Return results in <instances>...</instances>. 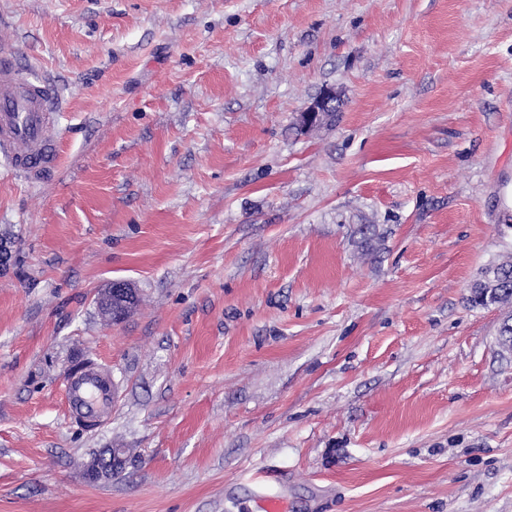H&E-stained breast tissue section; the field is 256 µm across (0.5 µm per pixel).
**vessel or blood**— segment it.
Listing matches in <instances>:
<instances>
[{
	"label": "vessel or blood",
	"mask_w": 512,
	"mask_h": 512,
	"mask_svg": "<svg viewBox=\"0 0 512 512\" xmlns=\"http://www.w3.org/2000/svg\"><path fill=\"white\" fill-rule=\"evenodd\" d=\"M59 110L50 84L22 76L11 55L0 52V156L14 170L40 176L57 166L58 152L48 130ZM63 399L72 421L101 423L114 400L109 371L94 363L75 368L65 379Z\"/></svg>",
	"instance_id": "vessel-or-blood-1"
}]
</instances>
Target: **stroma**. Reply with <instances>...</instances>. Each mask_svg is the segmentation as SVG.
I'll return each instance as SVG.
<instances>
[{"instance_id":"obj_1","label":"stroma","mask_w":512,"mask_h":512,"mask_svg":"<svg viewBox=\"0 0 512 512\" xmlns=\"http://www.w3.org/2000/svg\"><path fill=\"white\" fill-rule=\"evenodd\" d=\"M0 17L63 107L52 172L0 159V512H512V305L470 301L512 254V0ZM85 359L116 391L93 430L61 393ZM336 101V94L332 91H325L320 96L315 98L311 103L303 108L298 115L299 126L304 129H310L321 123L322 117L325 112H329L334 108V102ZM336 109L327 113L325 120L331 118ZM136 301V291L130 283L123 279H115L97 298V305L109 322L114 324L125 319ZM123 458L119 448H108L103 454L93 458L86 468L89 480L98 481L112 477V473L120 468Z\"/></svg>"}]
</instances>
